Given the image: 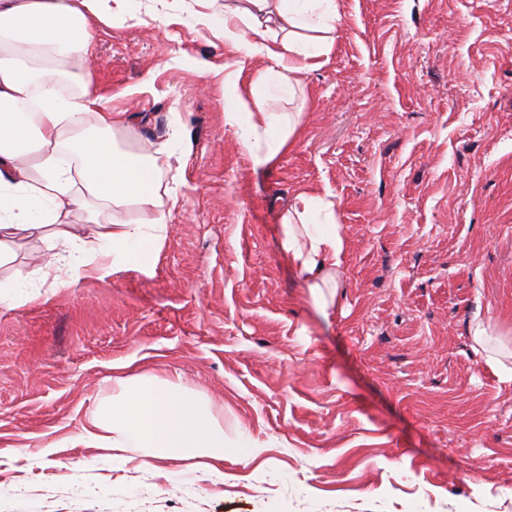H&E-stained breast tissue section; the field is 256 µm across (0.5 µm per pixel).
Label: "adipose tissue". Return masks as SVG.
I'll return each instance as SVG.
<instances>
[{
  "instance_id": "obj_1",
  "label": "adipose tissue",
  "mask_w": 512,
  "mask_h": 512,
  "mask_svg": "<svg viewBox=\"0 0 512 512\" xmlns=\"http://www.w3.org/2000/svg\"><path fill=\"white\" fill-rule=\"evenodd\" d=\"M135 2L0 0V266L14 261L18 237L37 239L41 278L54 288L116 268H148L166 229L156 162L176 156L175 142L123 150L115 136L130 132L128 113L102 111V97L88 91L68 98L57 93L65 61L93 53L91 15L106 21ZM342 20L338 0H224L225 44L268 60L245 94L241 66L224 67V125L254 167L272 165L298 135L294 113L272 109L269 97L290 93L299 73L321 67ZM90 114L99 133L86 129ZM101 207L113 218L99 220ZM130 209L136 218H123ZM77 210L86 212L90 233L70 223ZM282 227L289 267L314 303L327 308L324 291L340 288L346 256L335 203L299 194ZM82 439L190 457L224 453V429L209 403L149 382L99 406Z\"/></svg>"
}]
</instances>
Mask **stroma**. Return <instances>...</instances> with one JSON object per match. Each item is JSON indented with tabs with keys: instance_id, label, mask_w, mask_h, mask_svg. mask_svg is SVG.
<instances>
[{
	"instance_id": "obj_1",
	"label": "stroma",
	"mask_w": 512,
	"mask_h": 512,
	"mask_svg": "<svg viewBox=\"0 0 512 512\" xmlns=\"http://www.w3.org/2000/svg\"><path fill=\"white\" fill-rule=\"evenodd\" d=\"M343 21L286 109L300 136L254 168L224 126L238 58L197 0L93 20L69 95L179 128L185 163L149 271L42 285L0 305V512H512V382L473 349L512 350V0H339ZM347 242L319 312L280 250L298 193ZM210 402L231 448L182 458L78 441L136 380Z\"/></svg>"
}]
</instances>
